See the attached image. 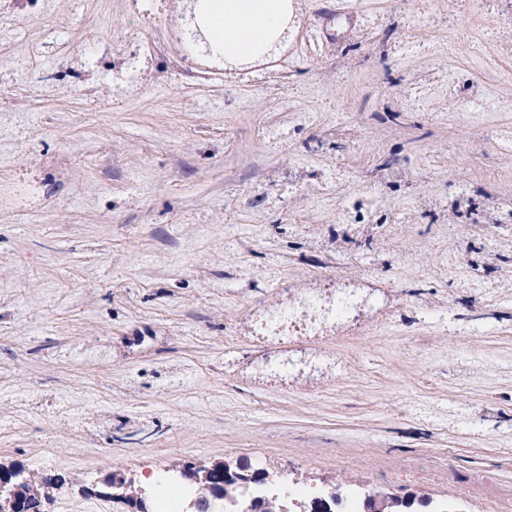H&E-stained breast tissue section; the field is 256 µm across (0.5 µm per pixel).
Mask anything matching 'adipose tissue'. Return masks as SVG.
<instances>
[{"instance_id":"ef3b65f1","label":"adipose tissue","mask_w":512,"mask_h":512,"mask_svg":"<svg viewBox=\"0 0 512 512\" xmlns=\"http://www.w3.org/2000/svg\"><path fill=\"white\" fill-rule=\"evenodd\" d=\"M293 0H196L195 14L224 59L248 63L267 55L282 35Z\"/></svg>"}]
</instances>
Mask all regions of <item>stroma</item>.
I'll return each instance as SVG.
<instances>
[{
  "label": "stroma",
  "instance_id": "obj_1",
  "mask_svg": "<svg viewBox=\"0 0 512 512\" xmlns=\"http://www.w3.org/2000/svg\"><path fill=\"white\" fill-rule=\"evenodd\" d=\"M0 8V464L74 512L224 461L512 512V0H294L247 65L188 0ZM334 276L412 306L318 340L342 378L246 336Z\"/></svg>",
  "mask_w": 512,
  "mask_h": 512
}]
</instances>
